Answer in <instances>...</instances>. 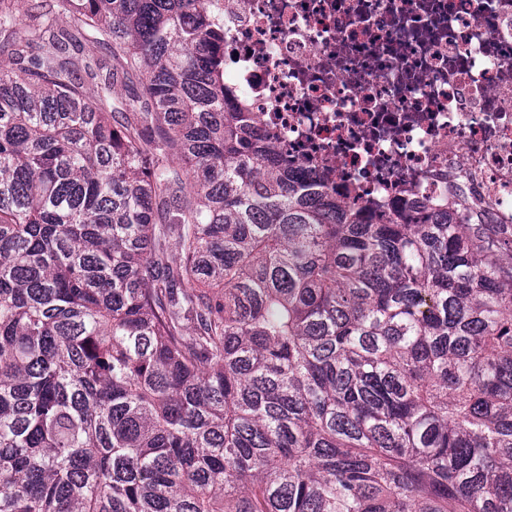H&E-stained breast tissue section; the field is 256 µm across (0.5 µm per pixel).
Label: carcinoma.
Masks as SVG:
<instances>
[{
    "mask_svg": "<svg viewBox=\"0 0 512 512\" xmlns=\"http://www.w3.org/2000/svg\"><path fill=\"white\" fill-rule=\"evenodd\" d=\"M58 5L0 0V512H512V224L308 189L204 0Z\"/></svg>",
    "mask_w": 512,
    "mask_h": 512,
    "instance_id": "1",
    "label": "carcinoma"
}]
</instances>
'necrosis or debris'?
Returning <instances> with one entry per match:
<instances>
[{"label":"necrosis or debris","mask_w":512,"mask_h":512,"mask_svg":"<svg viewBox=\"0 0 512 512\" xmlns=\"http://www.w3.org/2000/svg\"><path fill=\"white\" fill-rule=\"evenodd\" d=\"M280 163L374 223L512 224V0H205Z\"/></svg>","instance_id":"obj_1"}]
</instances>
